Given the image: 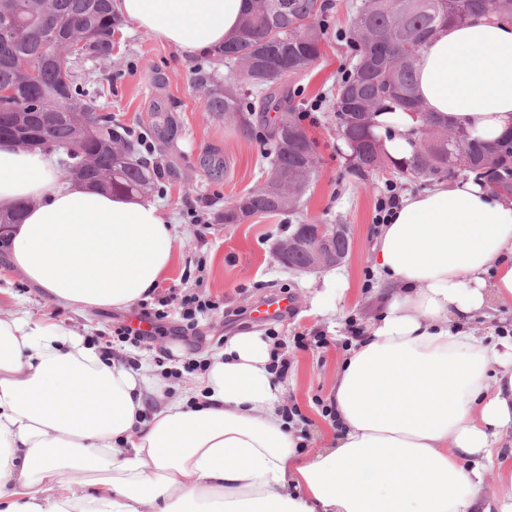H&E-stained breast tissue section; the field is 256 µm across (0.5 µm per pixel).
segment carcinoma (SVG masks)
<instances>
[{
    "label": "carcinoma",
    "instance_id": "obj_1",
    "mask_svg": "<svg viewBox=\"0 0 512 512\" xmlns=\"http://www.w3.org/2000/svg\"><path fill=\"white\" fill-rule=\"evenodd\" d=\"M328 0H250L237 35L217 49L214 58L238 67L236 83L222 86L215 70L195 69L194 85L204 94L205 111L236 123L246 136L252 133L249 114L278 111L280 99L273 92L288 74L308 69L322 55L323 14ZM494 10L512 17V0H362L354 22L359 44L357 61L369 58L373 69L362 74L353 65L336 91V136L345 133L357 142L354 171L364 174L387 167L401 178L426 181L473 174L504 197H512V132L494 144L472 140L464 131L448 128L423 111L415 94V67L420 48L435 31L449 23ZM120 25L112 0H0V139L30 134L29 143L48 140L70 147L71 167L59 169L64 179L77 177L95 188L127 195H149L157 168L140 155L141 135L101 115L92 129L87 117L99 111L90 81L76 70L45 65L31 74L13 62L34 58L46 43L65 50L83 41L95 60L112 58L110 37ZM269 90L254 108L243 88ZM379 112H414L420 121L419 142L413 157L398 162L388 155L375 160L378 139L372 116ZM274 179L255 187L224 207L226 224H240L250 217L295 212L304 192L286 182H306L314 174L316 151L305 130L291 117H282L271 132ZM126 153L112 152L115 144Z\"/></svg>",
    "mask_w": 512,
    "mask_h": 512
}]
</instances>
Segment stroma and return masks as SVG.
I'll list each match as a JSON object with an SVG mask.
<instances>
[{"label":"stroma","instance_id":"1","mask_svg":"<svg viewBox=\"0 0 512 512\" xmlns=\"http://www.w3.org/2000/svg\"><path fill=\"white\" fill-rule=\"evenodd\" d=\"M360 2L331 0L324 18L322 57L307 71L283 77L279 86L283 111L314 112L302 126L315 142L318 163L301 206L292 215L258 216L242 224H227L221 218L225 202L265 180L276 112L265 114L263 126L248 137L234 124L209 116L204 96L193 84L197 59L180 58L173 48L128 23L115 32L111 61L83 62L103 112L147 135L152 148L149 160L161 172L159 188L150 200L173 217L177 242L171 268L155 297H173L193 288L220 304L219 310L199 317L196 334L188 340L160 336L146 348L115 344L106 350V358L122 361L132 371L150 365L163 383L162 397L147 396L148 411L180 399L193 382L190 373L170 377L175 360L216 354L222 352L225 337L271 329L284 342L283 354L289 362L283 402L298 407L306 418L305 451L312 455L326 447L329 419L323 416L321 404L331 395L336 368L346 353L341 339L329 331L328 320L334 317L346 325L355 322L365 327L378 317L392 288L374 276L371 263L377 200L390 186L401 194L429 188L418 179L397 178L386 168L356 174L347 148L336 136V88L356 60L351 37ZM298 223L349 227L350 250L337 268L342 276L341 298L335 301L331 317L314 311L321 273L292 271L276 258L278 244ZM282 292L292 299L288 315L269 323L257 320L260 304ZM23 313L57 323L91 342L99 332L130 324L135 311L63 307L12 272L0 247V319ZM298 333L321 336L325 343L320 348L295 347L293 337Z\"/></svg>","mask_w":512,"mask_h":512}]
</instances>
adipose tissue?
I'll return each instance as SVG.
<instances>
[{"instance_id":"1","label":"adipose tissue","mask_w":512,"mask_h":512,"mask_svg":"<svg viewBox=\"0 0 512 512\" xmlns=\"http://www.w3.org/2000/svg\"><path fill=\"white\" fill-rule=\"evenodd\" d=\"M245 0H117L138 31L181 55L233 37ZM416 95L443 124L492 140L512 129V20L487 12L440 29L416 64ZM394 158L418 139L410 113L382 112ZM54 153L0 142V209L33 205L9 259L76 309L149 299L170 266L173 218L135 196L58 177ZM397 288L336 369L328 445L311 457L282 403L271 340L224 341L181 400L104 362L74 332L0 320V503L5 512H512V340L470 323L512 306V203L471 180L401 197L372 248ZM499 484L486 490L487 461ZM94 493L65 495L66 472Z\"/></svg>"}]
</instances>
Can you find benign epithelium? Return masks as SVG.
Listing matches in <instances>:
<instances>
[{"instance_id": "obj_1", "label": "benign epithelium", "mask_w": 512, "mask_h": 512, "mask_svg": "<svg viewBox=\"0 0 512 512\" xmlns=\"http://www.w3.org/2000/svg\"><path fill=\"white\" fill-rule=\"evenodd\" d=\"M345 224H307L279 245L278 258L285 265L298 260L303 272H314L341 264L346 252L336 249V244L347 237Z\"/></svg>"}]
</instances>
